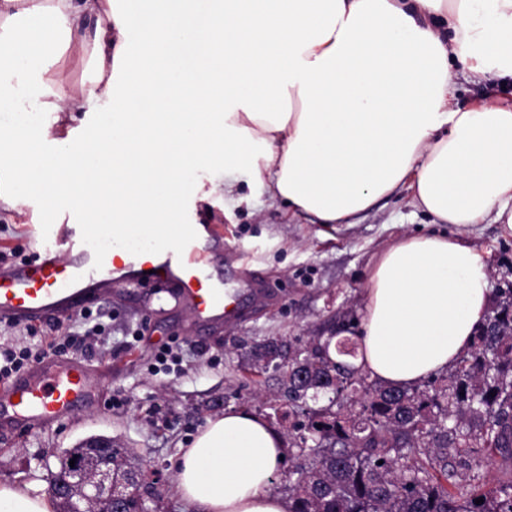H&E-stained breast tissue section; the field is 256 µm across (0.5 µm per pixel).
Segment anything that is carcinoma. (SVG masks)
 Wrapping results in <instances>:
<instances>
[{"label": "carcinoma", "mask_w": 512, "mask_h": 512, "mask_svg": "<svg viewBox=\"0 0 512 512\" xmlns=\"http://www.w3.org/2000/svg\"><path fill=\"white\" fill-rule=\"evenodd\" d=\"M353 315L328 322L298 350L271 339L249 351L253 369L280 361L288 395V512H512V481L455 490L457 462L479 451L512 461V287L472 345L441 378L396 388L369 380L356 357ZM328 394V404L310 407ZM483 498V503L475 500Z\"/></svg>", "instance_id": "obj_1"}]
</instances>
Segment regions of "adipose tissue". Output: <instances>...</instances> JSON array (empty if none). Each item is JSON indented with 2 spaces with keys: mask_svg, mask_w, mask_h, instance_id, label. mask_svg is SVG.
I'll list each match as a JSON object with an SVG mask.
<instances>
[{
  "mask_svg": "<svg viewBox=\"0 0 512 512\" xmlns=\"http://www.w3.org/2000/svg\"><path fill=\"white\" fill-rule=\"evenodd\" d=\"M85 62L72 84L64 59ZM512 79V0H0V206H75L99 242L180 224L195 174L249 173L312 224H352L401 189L437 224L512 229V108L450 106L451 62ZM38 112H86L46 130ZM483 257L437 231L387 245L364 282L358 364L412 387L451 367L487 318ZM284 441L227 410L177 462L193 512H288ZM0 512H54L0 485Z\"/></svg>",
  "mask_w": 512,
  "mask_h": 512,
  "instance_id": "ef3b65f1",
  "label": "adipose tissue"
}]
</instances>
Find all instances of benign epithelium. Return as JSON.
Here are the masks:
<instances>
[{
  "instance_id": "7a95c632",
  "label": "benign epithelium",
  "mask_w": 512,
  "mask_h": 512,
  "mask_svg": "<svg viewBox=\"0 0 512 512\" xmlns=\"http://www.w3.org/2000/svg\"><path fill=\"white\" fill-rule=\"evenodd\" d=\"M116 442L107 436H90L69 450L67 459L75 464H65L47 477V493L55 499L60 512L70 510V502L79 498L91 508L101 505L107 512H117L113 504L128 497L147 498L151 490L149 472L143 467L132 466L125 476L112 471V448Z\"/></svg>"
}]
</instances>
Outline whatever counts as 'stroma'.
<instances>
[{"instance_id":"1","label":"stroma","mask_w":512,"mask_h":512,"mask_svg":"<svg viewBox=\"0 0 512 512\" xmlns=\"http://www.w3.org/2000/svg\"><path fill=\"white\" fill-rule=\"evenodd\" d=\"M451 72L453 107H512V80L483 79L456 63ZM239 187L238 195L188 206L207 223L223 225L227 259L261 272L275 283L274 294L251 303L241 319L215 324L174 372L155 373L149 363L156 348L167 337L191 333L187 308L165 292L107 289L99 305L111 312L112 330L100 337L92 363L105 396L127 397V405L81 409L63 425L23 438L0 436V484L45 483L65 450L106 435L129 448L133 462L158 473L164 512H189L175 490L174 462L208 420L234 407L263 416L279 433L288 431L280 420L288 400L277 375L248 370L250 347L270 338L301 347L325 335L328 318L361 314L364 279L375 256L402 237L436 229L406 191L381 198L351 225L306 224L249 179ZM30 218L27 208L0 210V267L32 251ZM447 231L484 256L490 292L512 283L511 231L489 218ZM133 329L141 339L124 347Z\"/></svg>"}]
</instances>
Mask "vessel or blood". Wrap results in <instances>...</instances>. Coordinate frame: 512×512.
<instances>
[{
    "label": "vessel or blood",
    "mask_w": 512,
    "mask_h": 512,
    "mask_svg": "<svg viewBox=\"0 0 512 512\" xmlns=\"http://www.w3.org/2000/svg\"><path fill=\"white\" fill-rule=\"evenodd\" d=\"M31 259L0 270V322H42L97 304L99 286L175 289L198 331L239 319L248 302L272 293L256 271L210 270L224 250L219 224H131L123 240L93 241L87 225L41 226ZM97 370L81 359L47 355L0 384V433L30 435L99 401Z\"/></svg>",
    "instance_id": "1"
}]
</instances>
